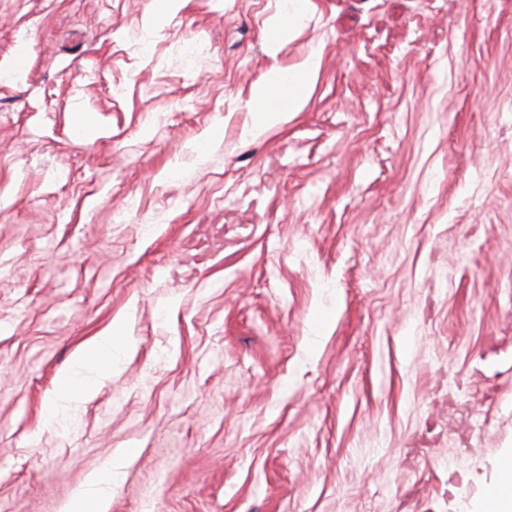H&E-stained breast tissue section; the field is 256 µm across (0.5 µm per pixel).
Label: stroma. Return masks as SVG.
I'll return each instance as SVG.
<instances>
[{"instance_id": "1", "label": "stroma", "mask_w": 512, "mask_h": 512, "mask_svg": "<svg viewBox=\"0 0 512 512\" xmlns=\"http://www.w3.org/2000/svg\"><path fill=\"white\" fill-rule=\"evenodd\" d=\"M153 6L0 0V512L120 448L109 512H473L512 453V0ZM283 9L276 23L278 32L283 33L300 17L303 16L307 0H283ZM321 56L311 52L295 68L272 66L251 87L248 100L253 113L250 133L283 123L290 112H298L308 101L320 70ZM125 335L121 324L112 325L77 355L74 367L94 369L97 382L109 379L112 368L129 345V338ZM95 386L96 382L82 381L70 370L58 376L56 395L61 401L86 398L91 395Z\"/></svg>"}]
</instances>
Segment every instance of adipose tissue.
<instances>
[{"label":"adipose tissue","mask_w":512,"mask_h":512,"mask_svg":"<svg viewBox=\"0 0 512 512\" xmlns=\"http://www.w3.org/2000/svg\"><path fill=\"white\" fill-rule=\"evenodd\" d=\"M321 56L311 52L297 67L272 66L250 91L248 108L253 114L252 132H260L283 123L290 113L299 111L308 101L320 70ZM129 344L122 325L111 326L96 337L76 357L74 370L59 375L56 395L69 401L91 395L96 381L108 379ZM130 455L121 448L111 453L101 468L91 472L83 487L64 504L62 512H108L112 490L124 475Z\"/></svg>","instance_id":"ef3b65f1"}]
</instances>
